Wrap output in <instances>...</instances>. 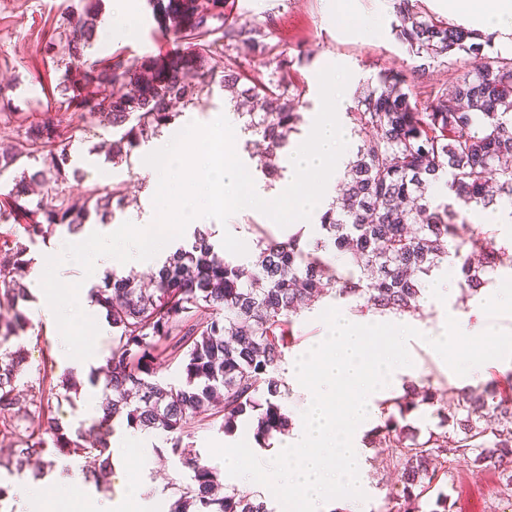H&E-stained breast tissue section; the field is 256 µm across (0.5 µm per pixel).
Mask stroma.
Wrapping results in <instances>:
<instances>
[{"label":"stroma","mask_w":512,"mask_h":512,"mask_svg":"<svg viewBox=\"0 0 512 512\" xmlns=\"http://www.w3.org/2000/svg\"><path fill=\"white\" fill-rule=\"evenodd\" d=\"M77 0H0V146L6 147L22 139L26 128L50 113L68 130L71 141L67 150L73 166L84 172L83 179L70 180L71 197L81 196L91 185L109 187L126 184L131 202L116 211L113 221L120 224L128 216L153 211L150 187L153 169L143 158L155 148L148 142L135 149L128 160L112 163L93 148L101 139L112 136L108 126L95 132L83 130L75 106L63 102L57 86L64 68L47 49L49 40L59 38L65 13ZM234 13L238 21L262 24L271 48V63L286 61L288 72L301 90L305 119H312L320 109L319 72L331 64H342L351 71L343 97L345 106H352L355 89L384 69H407L414 61L396 38L395 20L390 0H341L340 10H331L330 0H236ZM380 19L377 36L362 33L358 22L366 17ZM169 46L152 18L147 0H129L125 17L112 32H98L88 54L99 59L114 53L129 57L156 55ZM323 297L314 305L301 309L295 318L296 343L286 349V356L316 345L324 334L321 313L330 304ZM23 308L31 328L24 338L31 367L51 369L59 377L65 371L64 343L56 325L46 323L40 315L36 296H29ZM415 361L416 379H430L445 400L456 398L463 382L446 364L437 359L430 345L421 339L408 343ZM147 468L137 472V483L145 490L150 512H164L170 504L169 486L178 481L182 467L177 458L166 452L165 437L155 434ZM378 446H369L365 468V501L360 512H389L387 497L396 492L400 467L385 464ZM449 512H512V492L504 489L505 480L499 471L481 470L462 462L448 466Z\"/></svg>","instance_id":"obj_1"}]
</instances>
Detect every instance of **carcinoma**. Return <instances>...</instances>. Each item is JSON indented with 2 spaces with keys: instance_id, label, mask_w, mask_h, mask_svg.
I'll list each match as a JSON object with an SVG mask.
<instances>
[{
  "instance_id": "obj_1",
  "label": "carcinoma",
  "mask_w": 512,
  "mask_h": 512,
  "mask_svg": "<svg viewBox=\"0 0 512 512\" xmlns=\"http://www.w3.org/2000/svg\"><path fill=\"white\" fill-rule=\"evenodd\" d=\"M78 2L65 18V40L49 50L64 63L60 94L79 107L85 127H112V140L98 145L105 158L130 157L174 122L177 106L195 105L217 85L247 117L244 130L265 144L256 169L268 178L281 174L278 161L304 122L287 75L265 82L245 76L235 60L220 71L214 64L234 43L263 61L268 47L260 25L224 21V0H149L170 51L92 61L85 48L97 33L101 0ZM391 2L395 35L420 64L408 72L385 69L355 90L346 115L361 140L320 217L318 238L302 245L297 234L285 238L257 224V252L247 268L199 231L148 281L114 274L95 289L112 324L110 355L94 375L112 390L92 422L95 448L82 445L83 433L65 431L54 413L58 389L76 393L77 381L68 374L55 384L46 372L32 374L21 342L30 326L20 307L26 290L14 270L31 263L29 246L38 241L63 229L76 233L93 215L105 222L125 207L127 193L116 185L67 195L79 170L70 169L66 150L53 152L66 137L49 119L0 153V176L21 169L0 192V443L10 450L0 469L20 476L34 464L38 477L56 458L82 456L93 461L85 481L107 489L108 438L115 423L125 422L164 434L167 452L184 468L182 480L171 483L169 512H271L258 495L225 487L191 438L204 414L228 433L249 410L258 412L257 440L288 432V387L279 367L292 316L329 291L380 312H414L424 277L449 257L461 289L474 293L485 283L505 250L483 225L464 222L474 209L512 199V53L462 24L433 18L418 0ZM215 19L223 21L218 38ZM173 54L186 65L168 67ZM443 62L447 83L419 101L412 81ZM340 254L362 275L335 264ZM162 355L178 364V381L155 378L154 360ZM392 404L397 411L385 412L379 440L402 462L396 499L410 504L433 491L430 512H448L441 480L447 470L433 461L450 454L509 471L505 487L512 488V373L459 393L451 409L438 408L441 433L422 435L404 423L412 406Z\"/></svg>"
}]
</instances>
